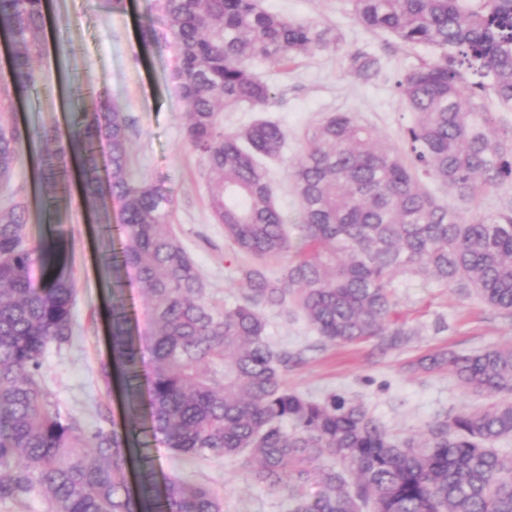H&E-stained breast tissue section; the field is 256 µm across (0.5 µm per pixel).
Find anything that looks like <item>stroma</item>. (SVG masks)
I'll list each match as a JSON object with an SVG mask.
<instances>
[{
    "instance_id": "stroma-1",
    "label": "stroma",
    "mask_w": 512,
    "mask_h": 512,
    "mask_svg": "<svg viewBox=\"0 0 512 512\" xmlns=\"http://www.w3.org/2000/svg\"><path fill=\"white\" fill-rule=\"evenodd\" d=\"M267 9L290 18L312 21L335 36V44L299 56L288 74L275 75L262 62L253 70L274 87L276 96L263 110L246 107L226 111L224 125L236 129L258 119L281 123L288 132L284 159L271 163L276 184L275 203L288 218L291 239H298L299 200L285 171L286 161L300 155L305 136L332 112H348L372 127L384 142L397 147L414 115L396 93L397 76L428 57L421 46L409 47L391 36L366 30L355 18L350 0H264ZM46 53L36 58L40 73L36 89L17 100L21 129L50 131L67 136L84 114L94 112L100 92H107L133 120L130 149L139 176L162 179L177 193L174 223L194 258L210 298L233 302L238 268L245 258L224 239L223 225L214 223L209 208L207 169L184 137L188 107L173 80L174 45L146 43L142 29L160 23L157 0H127L123 10L107 0H48ZM365 52L380 61L379 71L362 80L350 67V56ZM46 151L43 141L21 139V164L8 186H0V206L10 199L28 205L31 238L58 244L66 268L76 281L74 307L77 342L49 351L44 374L62 411L94 423L96 401L110 403L117 422L130 413L124 387L105 391L97 378L98 365L110 348L108 308L114 280H121L122 298L135 320H143L142 298L132 272L113 276L98 261L109 246L97 228L101 216L118 224V208L106 213L90 210L79 190L47 208L49 186L40 174ZM435 195L466 214H493L512 206V183L461 201L448 187L432 184ZM393 288L396 317L411 329V340L383 349L379 339L331 346L321 341L298 314L266 313L268 337L275 350L301 354V364L289 369L286 381L298 394L324 400L336 395L365 403L387 428L419 434L436 416L453 415L487 403V396L463 393L447 373H423L415 363L439 349L475 352L496 345H512V316L484 306L475 296L444 287L416 274L398 275ZM156 482L170 476L204 484L223 495L224 512H287L286 492L256 482L243 461L189 459L174 454L163 440L148 441Z\"/></svg>"
}]
</instances>
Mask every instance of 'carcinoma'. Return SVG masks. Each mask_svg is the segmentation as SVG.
I'll use <instances>...</instances> for the list:
<instances>
[{
  "instance_id": "obj_1",
  "label": "carcinoma",
  "mask_w": 512,
  "mask_h": 512,
  "mask_svg": "<svg viewBox=\"0 0 512 512\" xmlns=\"http://www.w3.org/2000/svg\"><path fill=\"white\" fill-rule=\"evenodd\" d=\"M369 31L433 57L406 71L396 89L414 121L402 149L347 112L324 117L307 135L289 178L300 201L295 259L274 276L269 263L288 254L287 221L274 201L270 169L287 131L274 120L224 128V109L260 108L274 88L251 70L284 68L299 54L329 46V31L266 9L261 0H159L164 30L144 31L178 48L173 77L189 112L185 138L211 178L209 207L224 239L250 258L239 267V299L209 300L206 283L174 224L175 189L135 179L132 123L105 100L43 159L48 183L63 182L60 163L80 146L88 204L119 209L117 247L102 256L133 272L148 330L132 335L124 305L110 307L112 351L98 378L114 372L139 389L150 353L144 406L149 422L119 426L105 403L96 423L64 413L42 369L48 351L76 341L75 282L59 251L28 239V207L0 208V502L41 498L47 512H224L212 489L168 477L154 481L140 456L139 491L126 478L131 442L162 437L190 458H244L255 481L288 489V512H512V345L476 353L438 350L418 368L448 370L465 393L490 401L428 423L423 436L391 432L356 400L325 401L288 391L291 357L269 342L266 310L299 313L331 344L380 337L389 347L409 332L393 319L392 282L418 273L512 315V209L464 217L424 181L469 200L512 183V139L497 131L484 93L512 109V0H352ZM44 0H0V32L15 46L10 82L0 85V182L21 161L22 131L4 109L35 88L32 64L43 51ZM371 78L379 60L350 57ZM474 76L471 81L468 76ZM108 148L100 176L98 145ZM315 496L305 492L309 481Z\"/></svg>"
}]
</instances>
